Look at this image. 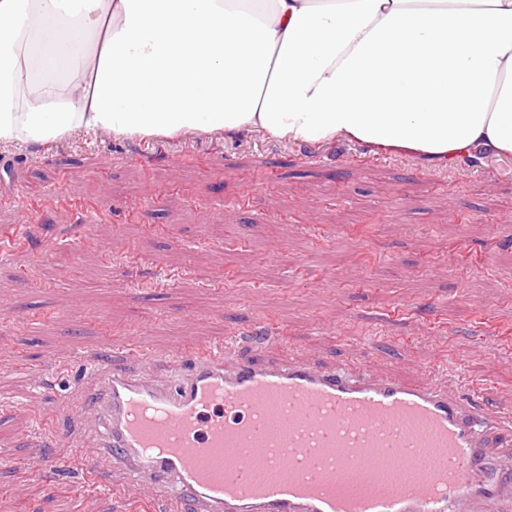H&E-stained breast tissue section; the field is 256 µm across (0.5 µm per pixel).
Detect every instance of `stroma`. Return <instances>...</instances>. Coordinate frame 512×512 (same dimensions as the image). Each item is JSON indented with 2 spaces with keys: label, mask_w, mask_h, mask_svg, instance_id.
Listing matches in <instances>:
<instances>
[{
  "label": "stroma",
  "mask_w": 512,
  "mask_h": 512,
  "mask_svg": "<svg viewBox=\"0 0 512 512\" xmlns=\"http://www.w3.org/2000/svg\"><path fill=\"white\" fill-rule=\"evenodd\" d=\"M0 512H134L92 490L78 445L48 441L93 357L125 366L128 333L175 351L253 332L272 357L378 369L479 392L512 428V156L444 165L338 139H175L77 132L0 144Z\"/></svg>",
  "instance_id": "stroma-1"
}]
</instances>
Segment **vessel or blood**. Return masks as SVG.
<instances>
[{
	"mask_svg": "<svg viewBox=\"0 0 512 512\" xmlns=\"http://www.w3.org/2000/svg\"><path fill=\"white\" fill-rule=\"evenodd\" d=\"M137 371L96 364L87 407L75 421L87 443L84 470L119 468L113 494L147 489L169 512H501L512 506V431L486 421L478 406L446 381L405 383L378 372L285 362L254 348L240 358L229 348L192 342L177 350L175 368L149 371L152 348L131 342ZM271 400L283 401L289 435L276 442L261 430ZM239 440L242 458L215 475L198 463L209 448ZM340 448H363L353 460L357 486H337ZM432 449L425 477L402 480L380 471L395 454L412 459ZM295 460L294 480L271 470Z\"/></svg>",
	"mask_w": 512,
	"mask_h": 512,
	"instance_id": "b4317fda",
	"label": "vessel or blood"
}]
</instances>
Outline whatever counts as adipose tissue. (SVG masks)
Returning a JSON list of instances; mask_svg holds the SVG:
<instances>
[{
  "instance_id": "obj_1",
  "label": "adipose tissue",
  "mask_w": 512,
  "mask_h": 512,
  "mask_svg": "<svg viewBox=\"0 0 512 512\" xmlns=\"http://www.w3.org/2000/svg\"><path fill=\"white\" fill-rule=\"evenodd\" d=\"M512 155V0H0V142L78 131Z\"/></svg>"
}]
</instances>
